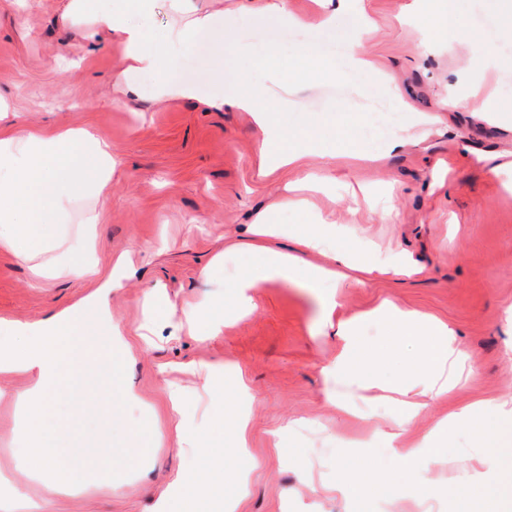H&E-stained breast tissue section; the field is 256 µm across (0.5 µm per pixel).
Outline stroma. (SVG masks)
Instances as JSON below:
<instances>
[{"label": "stroma", "mask_w": 512, "mask_h": 512, "mask_svg": "<svg viewBox=\"0 0 512 512\" xmlns=\"http://www.w3.org/2000/svg\"><path fill=\"white\" fill-rule=\"evenodd\" d=\"M271 0H186L193 14L221 10L234 24L223 39H203L195 53L168 52L165 79L183 71L191 99L156 100L151 88L137 95L113 92L124 69L120 46L100 37L90 41L83 27L62 29L60 0H0V96L11 105L9 122L57 130L91 127L112 146L117 169L107 190L103 221L96 227V258L109 272L119 255L127 264L109 298L112 320L131 349L120 374L144 405L121 406L112 417L88 407L94 389L59 399L74 441L95 449L85 462L87 485L55 500L45 512H152L171 475L202 469L204 449L163 431L161 447L145 450L138 428L149 426L147 404H161L168 380L163 366L223 364L227 376H242L254 400L248 408L251 465L245 489L225 483L228 496L244 494L242 512H376L375 496L356 498L335 488L336 469L354 478L377 471L401 477V466L386 438L395 431L399 367L416 347L389 339L388 329L364 319V312L390 300L422 316L448 323L454 347L467 358L455 369L447 397L426 399L409 424L429 433L449 410L481 400L512 399V15L498 14L490 0H460L459 23L470 40L493 45L491 59L471 57L455 43L423 49L424 35L406 0H361L358 11L337 14L332 28L310 36L274 27L264 18ZM363 31L372 71L352 68L345 48ZM318 46L323 75L304 74L299 47ZM280 76L292 90L287 103H274L276 122L290 137L288 148L311 149L298 170L263 177L258 149L265 133L250 113L210 107L227 83L247 77L249 86ZM403 87L401 101L391 95ZM490 93L492 111L476 116L470 101ZM394 109L398 128L428 120L405 146L369 166L348 167L322 160L315 147L324 136L348 146L350 130L366 123L377 106ZM416 124V123H415ZM314 172L326 184L313 201L321 218L370 257L406 250L418 272L410 277L364 280L347 270L341 283L305 288L266 283L254 293L245 315L227 320L218 335L200 338L184 327V312L199 305L221 316L231 284L245 266L232 244L248 239L249 224L262 218L281 196L285 181ZM165 288L175 306L172 318L148 320L144 301ZM79 279L34 277L30 263L0 250V320L31 324L52 318L87 295ZM336 294L339 316L356 321L357 351L386 339L377 386L326 379L322 373L342 342L321 300ZM186 410L201 433H209L223 396L201 374H179ZM20 377L0 378V473L24 482V445L12 421L11 394ZM336 393L358 409L352 421L328 399ZM288 427L284 447L270 445V433ZM484 437L472 424L448 430L445 460L418 466L413 484L421 512H456L451 489L469 483ZM120 453L127 471L121 483L96 478L97 459Z\"/></svg>", "instance_id": "obj_1"}]
</instances>
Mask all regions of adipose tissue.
<instances>
[{
	"instance_id": "1",
	"label": "adipose tissue",
	"mask_w": 512,
	"mask_h": 512,
	"mask_svg": "<svg viewBox=\"0 0 512 512\" xmlns=\"http://www.w3.org/2000/svg\"><path fill=\"white\" fill-rule=\"evenodd\" d=\"M169 7L171 21L165 39L170 46H190L199 33H218L230 23L221 11L188 16L184 0H169ZM153 8V0H121L117 8L112 0H63L60 19L65 26L86 25L92 38L106 31L121 45L125 68L120 89L132 93L137 89L138 76L159 73L164 63L149 26ZM457 13L458 0H423L421 16L427 41L443 42L448 36L459 35ZM223 101L250 113L267 132L259 151L261 175L299 167L301 152L274 150V142L283 139L284 133L275 124L270 103L261 93L247 91L234 82L227 86ZM114 167L111 147L92 130L0 124V250L26 262L46 254L56 242L54 228L61 214L73 205L80 210V233L92 236L101 219L104 190ZM280 231L275 216H268L257 224L251 242L243 245V252L253 261L233 283L236 313L249 311L256 288L270 281L313 288L336 277L341 266L356 268L371 278L412 271L404 255L391 254L370 264L358 260L354 248L348 245L328 249L327 265L311 266L296 255L268 247V237ZM125 265L124 258H117L110 275L105 276L90 262L87 252L76 253L72 262L57 269L56 274L90 281L94 291L53 318L26 326L22 345L0 338V375L18 374L28 381L27 387L13 396L23 420L16 432L26 445L27 476L40 486L43 497L66 495L83 486L84 471L79 462L85 450L72 441L70 420L57 414V398L60 393L83 389L88 376L81 367L86 363L96 361L110 372H118L128 342L112 322L107 298ZM372 315L386 325L391 335L416 343L417 354L406 360V371L430 372L428 394H446L454 381L453 366L462 358L451 344L452 329L440 321H421L415 312L390 302L375 308ZM185 401L182 387L171 383L164 404L148 405L151 421L142 434L145 447L160 446L167 424L174 425L190 441L199 442L197 430L185 417ZM473 419L493 437L511 435L512 401H492L451 412L447 424L423 436L401 427L390 433L388 440L401 465L408 468L445 442L449 426ZM229 445L230 455L216 453L215 463L206 471L180 470L173 474L168 484L171 498L159 502L158 512H172L168 509L172 500L178 504L173 512H239V499L225 497L223 484L228 480L241 485L246 482V472L237 464L249 448L245 418H238Z\"/></svg>"
}]
</instances>
